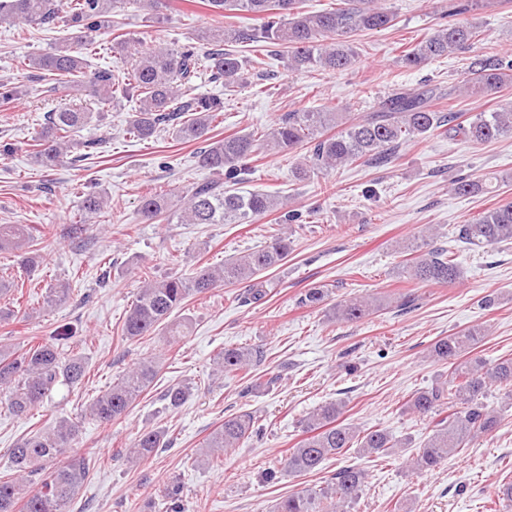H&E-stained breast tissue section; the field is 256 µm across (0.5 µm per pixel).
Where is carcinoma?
I'll return each mask as SVG.
<instances>
[{"label": "carcinoma", "instance_id": "obj_1", "mask_svg": "<svg viewBox=\"0 0 512 512\" xmlns=\"http://www.w3.org/2000/svg\"><path fill=\"white\" fill-rule=\"evenodd\" d=\"M124 0H0V23L22 22L50 31L67 28L77 32L73 41H63L50 51L28 58V78H58L50 88H67L65 79L83 78L76 90L89 101L62 107L43 116L32 139L31 160L43 170L63 161L73 149L83 153L71 158L90 159L105 139L77 142L75 130L100 118L112 101L123 99L135 104L128 133L139 141H149L165 130L185 142H199L198 162L215 178L195 184L184 195V203L173 206L162 194L141 198L140 212L148 223L164 219L171 224H252L271 213L278 214L277 228L264 245L248 249L224 260L220 266H199L188 273L157 278L145 271L122 325V336L139 340L163 327L172 342L188 333L186 318L171 321V313L190 298L208 293L220 283L248 284L244 301L261 300L267 295V281L261 274L279 266L288 256V225L302 223V214L288 209V202L264 192L241 194L228 185L247 179L252 173L249 159L257 147L278 153L308 150L295 168V176L307 179L313 173L330 172L348 163L367 165L387 162L398 147L428 133L443 130L455 137L483 144L512 135V101L490 112H476L465 120L455 112L443 114L433 102L454 94L429 84L406 89L379 100L374 112L352 114L334 108L303 109L281 115L271 128L253 133L211 135L217 119L224 115V98L194 94L193 80L202 70L214 83L229 90L245 83L247 64H263L258 53L267 48H282L288 68L294 71H322L334 74L350 70L359 63L355 36L361 32L386 30L397 16L381 0H338L335 7L310 12L300 0H205L210 10L221 17H241L255 24H229L198 36L206 49L183 45L163 51L143 52L118 31L117 18ZM138 8L150 18H159L169 0H136ZM489 4V0H448V13L463 15ZM99 35L112 36V51L135 57L131 70L98 67L87 71L88 56L101 48ZM481 30L468 23L443 25L417 41L399 55V63L416 69L454 53H464L480 41ZM464 92L486 97L512 86V58L499 55H474L467 66ZM29 86L19 80H0V106L27 95ZM452 190L467 195L487 190L485 183L470 179L452 182ZM107 198L102 193L85 195L81 211L87 219L102 213ZM434 238L428 226L421 239L399 244L406 259L400 267L408 280L436 285L455 284L463 277L453 252L445 246H429ZM454 238L464 249L512 243V202L480 213L455 228ZM17 253L21 267L30 271L37 263L38 251L28 224L0 225V252ZM70 284L47 288L44 303L51 307L68 297ZM332 290L312 286L299 293L301 307L329 306V315L338 322H358L383 308L376 298L350 297L328 305ZM479 328H468L435 340L429 357L448 366V372L430 385L415 390L405 402V410L435 420L432 434L420 446L397 439L384 429L360 430L345 422V403L329 402L315 408L302 421L303 438L296 447L264 470L267 484L288 476L319 471L330 458L375 455L390 456L407 451L406 466L416 473L432 472L448 457L459 453L476 439L495 431L497 412L486 402L490 385L505 389L512 399V357H501L487 365L472 353L482 342ZM79 340L72 328L50 336H35L24 349L0 346V396L7 397L8 408L16 416H26L52 399L62 385L78 386L87 375V358L77 351ZM266 351L260 347H226L215 358L217 371L243 373L250 377L246 389H268L276 382H265L252 373L264 364ZM158 374L153 360H139L117 377L89 404L87 416L103 425L125 416L132 405L151 388ZM189 388L173 385L161 393L166 408L176 410L184 403ZM82 421L62 418L46 430L19 439L10 451L12 473L0 476V512H72L73 502L87 482L92 453L73 447ZM260 431L255 412L242 409L224 418V423L204 442L201 457L219 459L229 448H239ZM170 447L165 431H141L129 448L127 461L135 464L163 448ZM367 470L357 464L339 467L329 479L300 491L281 494L270 512H353ZM180 485L170 486L163 496L165 512H184Z\"/></svg>", "mask_w": 512, "mask_h": 512}]
</instances>
